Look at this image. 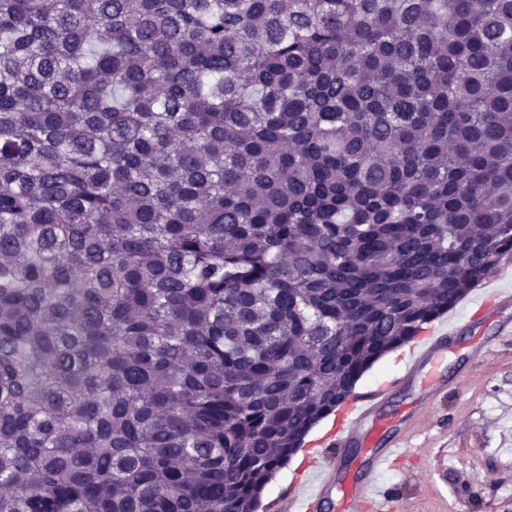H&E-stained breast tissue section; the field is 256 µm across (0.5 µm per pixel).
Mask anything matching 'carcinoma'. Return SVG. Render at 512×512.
Returning a JSON list of instances; mask_svg holds the SVG:
<instances>
[{
    "instance_id": "cac0c4a2",
    "label": "carcinoma",
    "mask_w": 512,
    "mask_h": 512,
    "mask_svg": "<svg viewBox=\"0 0 512 512\" xmlns=\"http://www.w3.org/2000/svg\"><path fill=\"white\" fill-rule=\"evenodd\" d=\"M512 256V0H0V512H257Z\"/></svg>"
}]
</instances>
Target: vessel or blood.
<instances>
[{
	"instance_id": "obj_1",
	"label": "vessel or blood",
	"mask_w": 512,
	"mask_h": 512,
	"mask_svg": "<svg viewBox=\"0 0 512 512\" xmlns=\"http://www.w3.org/2000/svg\"><path fill=\"white\" fill-rule=\"evenodd\" d=\"M511 309L512 289L496 288L483 294L479 315L495 320L501 333L511 335L512 318L507 315ZM447 352V330L418 339L397 377L370 394L352 398L338 413L331 430L317 441V453L323 456L356 445L363 448V456L353 464L341 458L324 463L311 476L310 488L299 493L284 490L286 512H361L366 506L373 512H389L393 492L382 487L378 478L397 449L381 443L389 426L383 409L396 390L407 386H421V400L438 397L442 385L433 372Z\"/></svg>"
}]
</instances>
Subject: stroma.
I'll return each instance as SVG.
<instances>
[{
    "label": "stroma",
    "instance_id": "1",
    "mask_svg": "<svg viewBox=\"0 0 512 512\" xmlns=\"http://www.w3.org/2000/svg\"><path fill=\"white\" fill-rule=\"evenodd\" d=\"M475 298L449 312L458 328L438 367L447 390L398 427L402 456L380 477L399 493L394 512H512V336L472 320Z\"/></svg>",
    "mask_w": 512,
    "mask_h": 512
}]
</instances>
